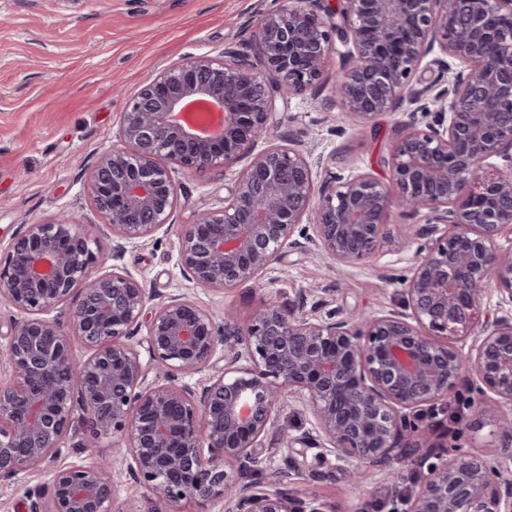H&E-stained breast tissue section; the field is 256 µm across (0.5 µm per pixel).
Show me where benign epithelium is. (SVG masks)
I'll return each mask as SVG.
<instances>
[{
  "instance_id": "obj_1",
  "label": "benign epithelium",
  "mask_w": 512,
  "mask_h": 512,
  "mask_svg": "<svg viewBox=\"0 0 512 512\" xmlns=\"http://www.w3.org/2000/svg\"><path fill=\"white\" fill-rule=\"evenodd\" d=\"M323 2L287 0L260 19L253 55L186 58L125 102L118 143L86 178L110 250L59 213L26 225L0 258V303L19 314L3 353L0 480L51 470L48 498L31 512H112L117 488L103 467L50 469L70 435L82 448L118 438L112 452L162 512L184 502L211 512L218 501L228 512H327L283 488L317 462L383 475L392 512H512V0ZM334 34L350 45L336 87L358 122L419 99L432 52L441 73L450 59L461 66L432 100L434 124L401 125L385 183L358 171L317 187L311 152L275 134L287 100L325 78ZM193 101L221 110L222 130L208 131L206 112L178 119ZM173 164L237 169L224 207L195 214L178 236L196 287H262L311 225L312 254L338 265H366L388 240L413 253L404 311L313 316L262 297L248 322L226 313L218 326L184 294L153 303L141 281L107 264L124 242L173 224ZM395 208L427 223L389 235ZM491 284L494 312L484 307ZM63 306L66 329L47 317ZM220 348L224 368L209 385L179 382ZM463 387L479 389L503 438L490 457L448 455L442 425L408 438ZM292 402L312 426L281 438L292 471L243 482L265 469L268 434ZM404 464L416 478L407 494L396 485Z\"/></svg>"
}]
</instances>
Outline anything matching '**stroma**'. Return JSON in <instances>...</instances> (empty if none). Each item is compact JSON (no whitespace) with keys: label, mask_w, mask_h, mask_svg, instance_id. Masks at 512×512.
Here are the masks:
<instances>
[{"label":"stroma","mask_w":512,"mask_h":512,"mask_svg":"<svg viewBox=\"0 0 512 512\" xmlns=\"http://www.w3.org/2000/svg\"><path fill=\"white\" fill-rule=\"evenodd\" d=\"M282 0H0V253L26 225L68 211L93 226L103 248L112 241L84 183L99 153L118 139L126 97L152 76L189 57L216 56L234 48L253 53L260 16ZM434 110L403 103L353 126L340 103L335 80L318 95H293L285 106L283 133L320 157L315 182L332 173L363 171L387 180L383 158L402 123L424 127ZM235 171L215 168L188 176L175 171V222L148 239L127 243L121 270L142 281L156 301L185 294L215 319L233 310L247 319L253 302L248 288L221 293L193 286L179 262L178 234L202 210L221 208ZM410 256L383 248L367 266L318 268L307 249L287 252L268 275L265 294L323 316L354 310L399 311ZM389 281L379 279V272ZM481 397L465 390L447 409L430 410L425 420L447 424L448 448L495 454L501 437ZM49 473L0 480V512H30L47 494ZM112 480L119 494L112 512H159L147 488L123 468ZM361 490L366 500L388 494L382 475L322 466L295 484L298 496H316L328 512H348L345 492Z\"/></svg>","instance_id":"1"}]
</instances>
